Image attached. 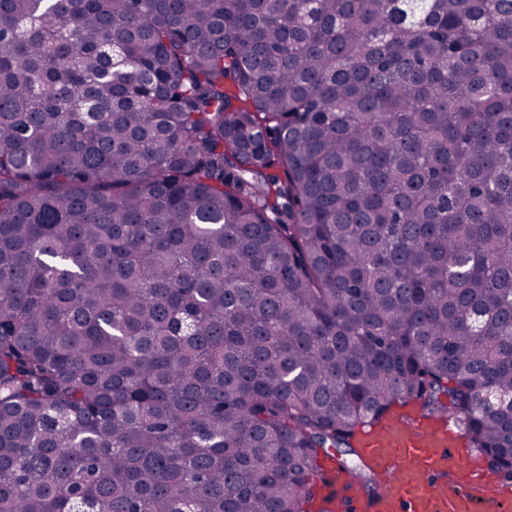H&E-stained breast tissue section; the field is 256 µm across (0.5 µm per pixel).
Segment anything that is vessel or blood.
I'll use <instances>...</instances> for the list:
<instances>
[{
  "mask_svg": "<svg viewBox=\"0 0 512 512\" xmlns=\"http://www.w3.org/2000/svg\"><path fill=\"white\" fill-rule=\"evenodd\" d=\"M462 441L454 421L433 423L418 411L367 427L360 434L359 448L380 478L382 490L367 494L358 477L327 460L321 465L326 479L322 495L331 512H479L487 501L497 512H512V494L489 491L484 471L468 470L459 482L449 477Z\"/></svg>",
  "mask_w": 512,
  "mask_h": 512,
  "instance_id": "vessel-or-blood-1",
  "label": "vessel or blood"
}]
</instances>
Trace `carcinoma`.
Returning a JSON list of instances; mask_svg holds the SVG:
<instances>
[{
  "label": "carcinoma",
  "mask_w": 512,
  "mask_h": 512,
  "mask_svg": "<svg viewBox=\"0 0 512 512\" xmlns=\"http://www.w3.org/2000/svg\"><path fill=\"white\" fill-rule=\"evenodd\" d=\"M512 0H0V512H307L418 403L512 470Z\"/></svg>",
  "instance_id": "obj_1"
}]
</instances>
